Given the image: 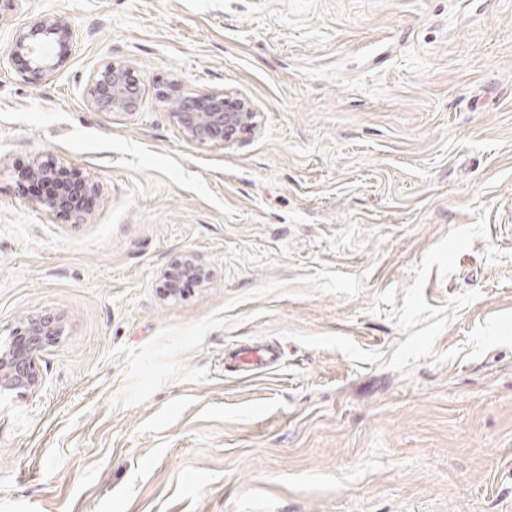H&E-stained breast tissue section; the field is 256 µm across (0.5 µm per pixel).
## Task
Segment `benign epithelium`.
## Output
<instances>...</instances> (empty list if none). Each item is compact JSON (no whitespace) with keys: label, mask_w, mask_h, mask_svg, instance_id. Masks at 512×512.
<instances>
[{"label":"benign epithelium","mask_w":512,"mask_h":512,"mask_svg":"<svg viewBox=\"0 0 512 512\" xmlns=\"http://www.w3.org/2000/svg\"><path fill=\"white\" fill-rule=\"evenodd\" d=\"M75 40L76 32L64 17L42 15L16 31L12 56L24 60L25 72L34 78L52 75L66 62L65 56L56 52V47ZM87 94L91 106L103 112L132 113L142 100L135 69L125 60L114 61L94 72ZM165 102L185 140L196 145L227 148L236 144L242 135L258 129L257 112L251 101L236 92L168 95ZM23 178L55 185L52 194L32 201L34 208L68 216L76 222L84 217V198L97 192V185L81 175L70 180L59 179L55 164L48 161L25 170ZM186 275L204 283L210 278V269L196 254H184L161 271L164 295L178 297L181 292L178 284ZM61 335L62 327L52 316L30 317L19 322L12 329L8 342L0 346V392L38 391L45 384L39 360Z\"/></svg>","instance_id":"1"}]
</instances>
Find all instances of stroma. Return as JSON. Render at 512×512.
I'll return each mask as SVG.
<instances>
[{"label": "stroma", "instance_id": "stroma-1", "mask_svg": "<svg viewBox=\"0 0 512 512\" xmlns=\"http://www.w3.org/2000/svg\"><path fill=\"white\" fill-rule=\"evenodd\" d=\"M43 14L78 38L35 82ZM117 60L136 112L87 101ZM224 90L259 114L226 149L159 98ZM47 159L82 223L33 208ZM44 315L0 512H512V0H0V342ZM76 32L59 15H42L16 31L12 39V56L25 61V72L40 78L52 75L65 64L66 58L56 47L73 44ZM160 275L164 283V295L167 298H177L181 294L178 284L184 276H193L200 283H204L210 278V269L199 256L186 253L165 267ZM277 355V351L266 346H255L240 352L237 360L245 364L252 371H260L269 366Z\"/></svg>", "mask_w": 512, "mask_h": 512}]
</instances>
